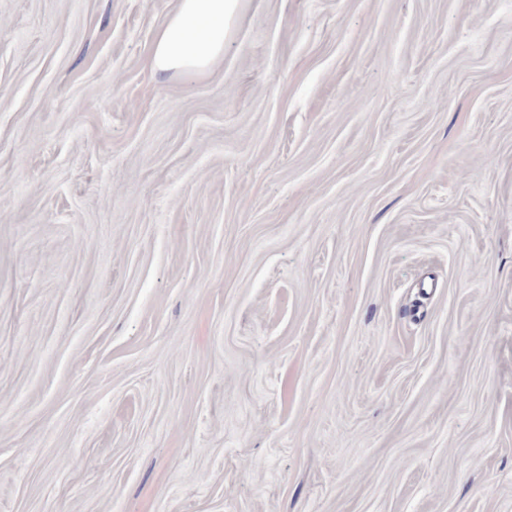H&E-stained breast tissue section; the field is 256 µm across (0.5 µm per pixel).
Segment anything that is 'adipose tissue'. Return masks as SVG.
I'll return each instance as SVG.
<instances>
[{"label": "adipose tissue", "instance_id": "ef3b65f1", "mask_svg": "<svg viewBox=\"0 0 512 512\" xmlns=\"http://www.w3.org/2000/svg\"><path fill=\"white\" fill-rule=\"evenodd\" d=\"M240 0H178L158 29L149 65L158 74L206 72L224 53V38Z\"/></svg>", "mask_w": 512, "mask_h": 512}]
</instances>
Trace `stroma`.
Wrapping results in <instances>:
<instances>
[{"instance_id": "obj_1", "label": "stroma", "mask_w": 512, "mask_h": 512, "mask_svg": "<svg viewBox=\"0 0 512 512\" xmlns=\"http://www.w3.org/2000/svg\"><path fill=\"white\" fill-rule=\"evenodd\" d=\"M0 0V512H512V0ZM239 6L240 0H178L156 32L150 69L157 74L209 70L224 54V38Z\"/></svg>"}]
</instances>
